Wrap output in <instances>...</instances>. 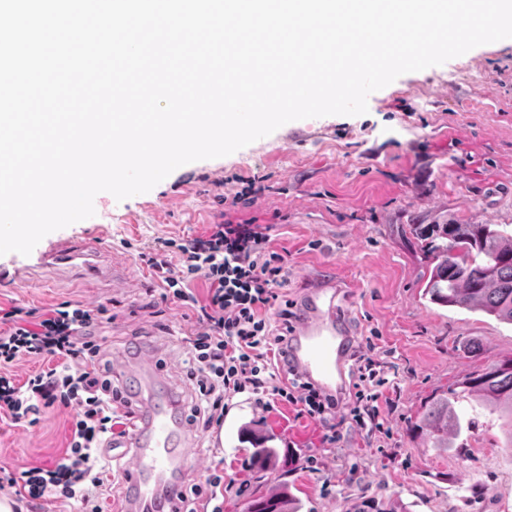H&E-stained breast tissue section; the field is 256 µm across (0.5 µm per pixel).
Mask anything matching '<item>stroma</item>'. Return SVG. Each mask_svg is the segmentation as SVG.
Instances as JSON below:
<instances>
[{
	"instance_id": "35a3bbf8",
	"label": "stroma",
	"mask_w": 512,
	"mask_h": 512,
	"mask_svg": "<svg viewBox=\"0 0 512 512\" xmlns=\"http://www.w3.org/2000/svg\"><path fill=\"white\" fill-rule=\"evenodd\" d=\"M254 180L255 203L242 219L273 225L285 258L281 295L299 301L316 278L348 283L343 306L357 344L379 340L388 383L382 430L359 427L336 411L341 439L323 444L319 422L296 406L271 409L248 395L228 400L221 446L199 440L187 483L224 473L233 490L224 512L287 483L300 512H355L377 500L404 512H512V421L476 397L458 400L469 421L454 447L433 450L413 437L433 398L493 362L512 358V323L441 307L424 295L427 261L416 224H493L512 230V38L446 63L401 75L368 98L358 116L287 123L231 155L174 170L149 192L94 199L93 217L53 231L45 243L96 242L130 273V287L97 284L78 272L36 273L25 288H0V307L47 311L64 301L105 306L97 336L109 357L145 344L163 348L170 375L185 390L195 312L162 301L140 257L157 239H190L224 219V200ZM73 409H47L36 425L0 420V460L14 477L59 459ZM271 436L295 462L261 471L248 462L242 426ZM315 466H308V458Z\"/></svg>"
}]
</instances>
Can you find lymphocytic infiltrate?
I'll list each match as a JSON object with an SVG mask.
<instances>
[{"instance_id":"lymphocytic-infiltrate-1","label":"lymphocytic infiltrate","mask_w":512,"mask_h":512,"mask_svg":"<svg viewBox=\"0 0 512 512\" xmlns=\"http://www.w3.org/2000/svg\"><path fill=\"white\" fill-rule=\"evenodd\" d=\"M272 227L231 218L208 225L190 240H160L146 254L162 299L194 311L201 331L189 344L187 377L194 385L188 407L191 424L202 431L221 428L226 401L248 394L262 408L287 403L325 429L322 441L336 445L333 421L346 405L356 424L379 427L380 400L387 383L374 342L352 353L355 369L346 399L328 395L312 383L291 376L280 380L281 346L291 330L294 303L280 295L285 280L283 256L271 246ZM178 264H171L170 254ZM204 278L205 298L191 281ZM104 307L65 301L48 312L14 306L0 308V416L21 421L54 406L75 407L70 440L62 459L33 467L24 483L0 476V491L14 488L18 499L72 500L79 512H103V475L109 464L102 448L111 445L114 428L132 424L135 411L112 382L107 353L96 336ZM51 360L52 368L17 382L12 368L22 359Z\"/></svg>"}]
</instances>
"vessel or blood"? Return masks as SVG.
<instances>
[{
    "mask_svg": "<svg viewBox=\"0 0 512 512\" xmlns=\"http://www.w3.org/2000/svg\"><path fill=\"white\" fill-rule=\"evenodd\" d=\"M42 265L85 268L92 278L107 276L93 242L52 244L40 251ZM345 285L324 279L300 303V314L284 346L287 366L326 393L343 395L353 335L345 321L341 296ZM159 348H144L116 358L126 393L139 406L138 423L127 434L132 462L115 486L125 502L124 512H144L163 504L166 512H181L180 485L195 442L181 408L179 385L171 382Z\"/></svg>",
    "mask_w": 512,
    "mask_h": 512,
    "instance_id": "b4317fda",
    "label": "vessel or blood"
}]
</instances>
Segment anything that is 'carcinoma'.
I'll use <instances>...</instances> for the list:
<instances>
[{
	"label": "carcinoma",
	"instance_id": "cac0c4a2",
	"mask_svg": "<svg viewBox=\"0 0 512 512\" xmlns=\"http://www.w3.org/2000/svg\"><path fill=\"white\" fill-rule=\"evenodd\" d=\"M414 232L429 260L425 294L431 302L478 310L512 323V232L488 224H418ZM465 395H477L512 416V358L490 365L434 399L413 432L429 429L432 448L448 450V431L458 434L462 428L453 399ZM268 442L267 437L254 441L252 465L267 469L279 462V452ZM247 512H299L298 499L280 486L250 500Z\"/></svg>",
	"mask_w": 512,
	"mask_h": 512
}]
</instances>
